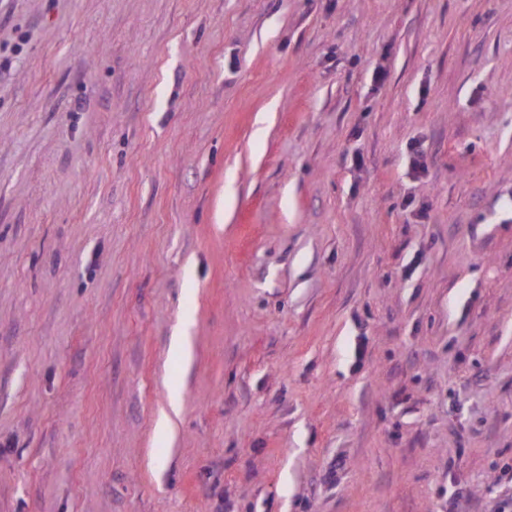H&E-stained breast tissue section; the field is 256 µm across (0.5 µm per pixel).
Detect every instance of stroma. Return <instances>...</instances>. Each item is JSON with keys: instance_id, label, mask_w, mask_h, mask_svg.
<instances>
[{"instance_id": "obj_1", "label": "stroma", "mask_w": 512, "mask_h": 512, "mask_svg": "<svg viewBox=\"0 0 512 512\" xmlns=\"http://www.w3.org/2000/svg\"><path fill=\"white\" fill-rule=\"evenodd\" d=\"M511 476L512 0H0V512Z\"/></svg>"}]
</instances>
